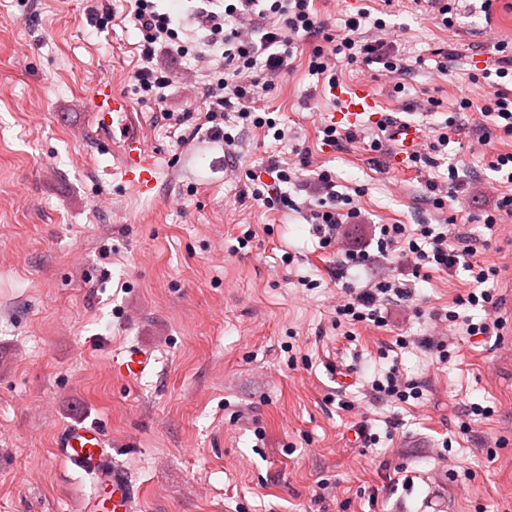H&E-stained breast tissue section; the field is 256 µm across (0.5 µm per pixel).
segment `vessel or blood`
<instances>
[{
    "instance_id": "vessel-or-blood-1",
    "label": "vessel or blood",
    "mask_w": 512,
    "mask_h": 512,
    "mask_svg": "<svg viewBox=\"0 0 512 512\" xmlns=\"http://www.w3.org/2000/svg\"><path fill=\"white\" fill-rule=\"evenodd\" d=\"M341 107L334 115L335 122L349 127L362 125L366 118L378 113V98L370 87L359 85L341 92ZM92 112L99 130H111L115 118L125 115L129 103L125 96L115 91L109 80L95 83L91 91ZM388 135L395 144L394 162L404 167L406 159L419 152L425 127L414 120H392L387 126ZM119 172L123 181L139 192L152 190L157 182V155L144 138L130 132L121 144ZM151 367L149 352L141 347L126 351L115 366L125 380H139ZM109 442L92 425L76 421L60 432L56 441L58 456L71 465L90 474L96 485L109 487L112 503L93 506L92 512H137L135 494L126 472L116 465L108 450Z\"/></svg>"
}]
</instances>
